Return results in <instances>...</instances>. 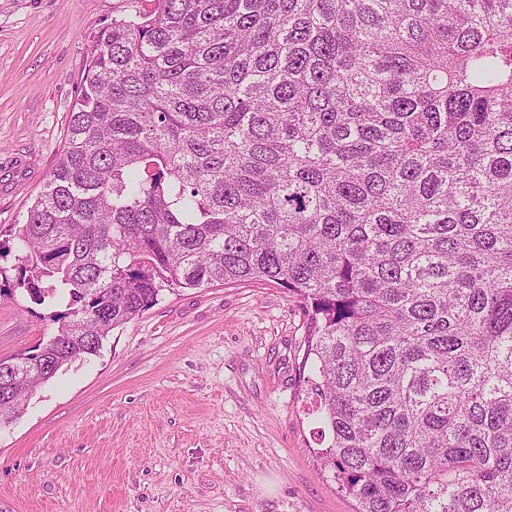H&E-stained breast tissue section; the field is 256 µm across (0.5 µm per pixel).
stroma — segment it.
Returning a JSON list of instances; mask_svg holds the SVG:
<instances>
[{"label": "stroma", "instance_id": "obj_1", "mask_svg": "<svg viewBox=\"0 0 512 512\" xmlns=\"http://www.w3.org/2000/svg\"><path fill=\"white\" fill-rule=\"evenodd\" d=\"M151 0H0V231L49 179L90 40ZM308 316L275 284L164 291L0 426V512H355L318 457ZM58 325L0 295V360Z\"/></svg>", "mask_w": 512, "mask_h": 512}]
</instances>
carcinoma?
Masks as SVG:
<instances>
[{"label":"carcinoma","mask_w":512,"mask_h":512,"mask_svg":"<svg viewBox=\"0 0 512 512\" xmlns=\"http://www.w3.org/2000/svg\"><path fill=\"white\" fill-rule=\"evenodd\" d=\"M153 2L0 267L58 323L0 426L163 291L268 281L357 512H512V0Z\"/></svg>","instance_id":"carcinoma-1"}]
</instances>
